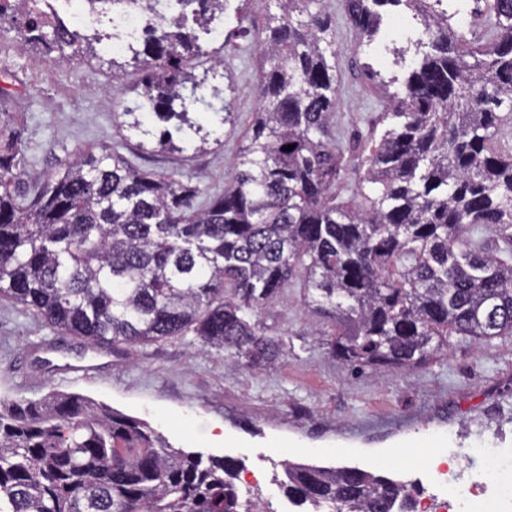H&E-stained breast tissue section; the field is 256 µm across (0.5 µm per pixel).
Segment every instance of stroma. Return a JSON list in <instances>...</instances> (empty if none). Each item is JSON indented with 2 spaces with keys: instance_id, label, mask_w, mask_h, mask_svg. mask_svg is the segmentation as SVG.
I'll return each instance as SVG.
<instances>
[{
  "instance_id": "35a3bbf8",
  "label": "stroma",
  "mask_w": 512,
  "mask_h": 512,
  "mask_svg": "<svg viewBox=\"0 0 512 512\" xmlns=\"http://www.w3.org/2000/svg\"><path fill=\"white\" fill-rule=\"evenodd\" d=\"M318 8L332 18L329 62L338 98L333 129L345 148L346 172L336 192L358 207L365 203L357 191L366 172L363 158L378 144L383 114L392 105L387 82L406 74L396 53L411 50L418 23L405 7L386 8L376 56L338 0H320ZM279 11L278 0H227L221 16L224 76L208 75L209 40L188 58L187 74L226 90L214 100V111L228 102L234 112L219 143L197 154L138 153L136 137L119 118L143 97L130 55L69 61L17 44L12 31H1L0 87L15 97L28 171L36 176L58 170L87 148L106 144L125 148L139 167L223 190L259 105L256 41L267 18ZM262 320L270 335L287 340L288 354L276 369L258 374L245 367L227 370L224 352L180 339L95 348L51 332L3 299L0 397L76 393L142 419L173 447L241 462L273 512H298L273 480L281 463L366 467L417 481L425 495L443 499L457 485L483 480L484 449L499 446V430L512 435V336L483 345L455 342L445 355L411 371L358 372L329 354L325 335L333 321L303 307L299 286L285 289ZM436 430L454 438L440 450L452 463L444 483L432 476L428 455L403 446Z\"/></svg>"
}]
</instances>
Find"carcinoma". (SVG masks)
Returning <instances> with one entry per match:
<instances>
[{"label": "carcinoma", "mask_w": 512, "mask_h": 512, "mask_svg": "<svg viewBox=\"0 0 512 512\" xmlns=\"http://www.w3.org/2000/svg\"><path fill=\"white\" fill-rule=\"evenodd\" d=\"M482 39L452 26L441 0H340L362 39L380 8L423 19L416 59L391 95V126L371 151L373 196L336 202L343 152L331 132L336 73L323 47L331 18L317 0H280L257 49L260 108L230 184L207 193L191 179L138 168L115 147L87 153L21 200L24 142L0 88V299L93 347L192 336L236 365L269 371L284 339L262 311L301 282L303 303L334 318L328 352L353 369H410L454 340L512 336V0H475ZM143 38L150 111L128 128L160 149L200 151L209 132L189 116L197 85L184 61L200 53L188 20L207 29L224 0H175ZM0 22L25 44L98 57L97 41L0 0ZM168 123L145 128L152 117ZM292 145L291 151L283 147ZM228 458L174 449L147 424L78 394L0 399V512H274L239 485ZM285 493L315 512H411L412 488L360 467H283Z\"/></svg>", "instance_id": "obj_1"}]
</instances>
